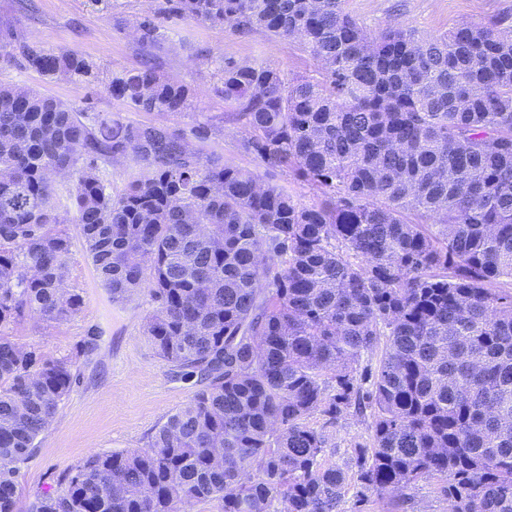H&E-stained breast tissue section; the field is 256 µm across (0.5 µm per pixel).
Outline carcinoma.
I'll return each mask as SVG.
<instances>
[{"label": "carcinoma", "mask_w": 512, "mask_h": 512, "mask_svg": "<svg viewBox=\"0 0 512 512\" xmlns=\"http://www.w3.org/2000/svg\"><path fill=\"white\" fill-rule=\"evenodd\" d=\"M172 19L310 53L316 77L214 60L212 92L243 152L322 199L201 153L206 122L123 123L0 84V512H17L21 468L77 379L73 358L12 339L28 317L83 306L62 207L112 300L147 290L144 335L200 389L147 447L86 457L29 512H340L353 488L398 509L423 476L444 479L448 512H512V27L373 37L342 0H155L135 23L140 67L106 85L134 112L192 108L157 65ZM10 59L96 78L83 56L23 37ZM109 166L127 173L120 193ZM378 348L364 394L359 362ZM367 407L372 446L351 471L325 463L307 417Z\"/></svg>", "instance_id": "1"}]
</instances>
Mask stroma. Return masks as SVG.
Instances as JSON below:
<instances>
[{
  "label": "stroma",
  "instance_id": "stroma-1",
  "mask_svg": "<svg viewBox=\"0 0 512 512\" xmlns=\"http://www.w3.org/2000/svg\"><path fill=\"white\" fill-rule=\"evenodd\" d=\"M19 2L0 0V50H13L15 42L8 33L13 27L44 49L84 56L95 65L98 77L76 84L2 61L1 84L32 88L124 122H157L156 114L130 111L104 88L112 74L139 67L141 58L133 38L118 31L117 25L134 24L151 8V0H111L110 7L103 9L87 0H27L25 11L19 9ZM343 8L373 34L390 25L440 34L466 21L505 19L512 23V0H343ZM165 34L157 51L162 72L195 92L192 111L169 119V126L187 129L195 122H208L207 135L197 143L203 154H218L233 165L258 169V161L238 149L237 125L223 100L212 92V59L221 56L228 61L267 63L291 77L313 74L314 60L299 44L270 39L261 30L238 35L220 26L175 19L167 22ZM67 230L72 240L73 284L82 293V309L61 323L27 318L15 328L13 339L53 356H76L79 379L49 429L38 437L36 453L21 471L18 512H28L38 493L86 456L145 447L156 427L197 390L194 380L177 377L158 358L144 336L146 319L153 310L147 294L113 302L83 256L77 226L68 225ZM91 331L97 334L96 350L77 356V346ZM371 422L367 412L347 414L335 424L318 413L307 420L328 438L326 462L340 465L354 448L371 445ZM442 484L437 477L419 480L408 490L401 512H448Z\"/></svg>",
  "mask_w": 512,
  "mask_h": 512
}]
</instances>
